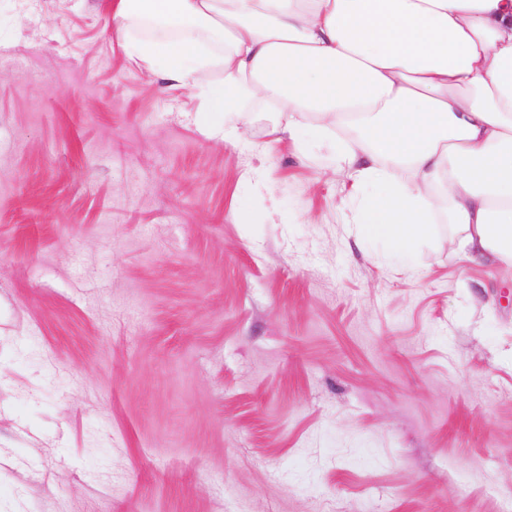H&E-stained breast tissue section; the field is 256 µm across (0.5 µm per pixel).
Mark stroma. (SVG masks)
I'll return each instance as SVG.
<instances>
[{
  "mask_svg": "<svg viewBox=\"0 0 512 512\" xmlns=\"http://www.w3.org/2000/svg\"><path fill=\"white\" fill-rule=\"evenodd\" d=\"M202 107L0 0V512H512V268Z\"/></svg>",
  "mask_w": 512,
  "mask_h": 512,
  "instance_id": "35a3bbf8",
  "label": "stroma"
}]
</instances>
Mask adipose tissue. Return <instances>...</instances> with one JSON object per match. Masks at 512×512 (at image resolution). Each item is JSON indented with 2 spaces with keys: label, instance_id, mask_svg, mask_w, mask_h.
I'll return each instance as SVG.
<instances>
[{
  "label": "adipose tissue",
  "instance_id": "adipose-tissue-1",
  "mask_svg": "<svg viewBox=\"0 0 512 512\" xmlns=\"http://www.w3.org/2000/svg\"><path fill=\"white\" fill-rule=\"evenodd\" d=\"M129 58L200 95L210 135L346 172L367 237L410 253L432 224L512 267V0H109ZM220 79H213V71Z\"/></svg>",
  "mask_w": 512,
  "mask_h": 512
}]
</instances>
